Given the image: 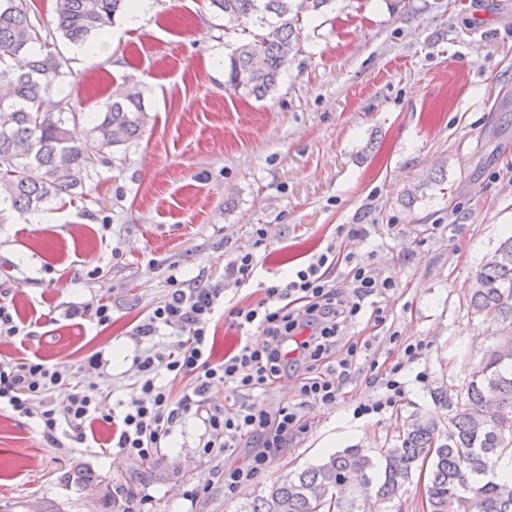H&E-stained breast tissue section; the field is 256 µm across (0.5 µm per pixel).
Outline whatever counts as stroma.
<instances>
[{
    "label": "stroma",
    "mask_w": 512,
    "mask_h": 512,
    "mask_svg": "<svg viewBox=\"0 0 512 512\" xmlns=\"http://www.w3.org/2000/svg\"><path fill=\"white\" fill-rule=\"evenodd\" d=\"M105 56L65 61L54 97L85 115L135 83L151 121L114 165L98 166L82 200L0 224V301L25 325L0 355L73 366L111 358L115 391L136 378L130 336L171 289L224 280L237 254L255 253L249 286L227 290L247 306L329 244L373 256L396 288L376 298L383 324L359 319L352 340L373 339L337 404L311 405L303 440L232 495L224 460L200 457L205 427L178 426L157 460L97 449L52 448L27 417L0 411V512H113L99 480L148 494L150 512H241L282 475L355 446L395 444L437 386L460 384L500 325L474 314V272L512 235V0H333L304 20L277 88L256 99L225 86L224 61L241 36L208 0H153L136 27L116 17ZM264 225L266 245L255 228ZM366 225L350 238L343 225ZM98 279H89L92 269ZM111 303L110 324L64 312L90 297ZM429 347L402 373L404 391L378 415L370 362L399 358L390 333Z\"/></svg>",
    "instance_id": "35a3bbf8"
}]
</instances>
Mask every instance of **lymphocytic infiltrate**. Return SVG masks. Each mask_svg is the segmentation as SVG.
<instances>
[{
  "instance_id": "obj_1",
  "label": "lymphocytic infiltrate",
  "mask_w": 512,
  "mask_h": 512,
  "mask_svg": "<svg viewBox=\"0 0 512 512\" xmlns=\"http://www.w3.org/2000/svg\"><path fill=\"white\" fill-rule=\"evenodd\" d=\"M342 260L349 271L345 287L339 288L329 273ZM255 268L253 254L241 253L226 265L223 283L172 289L132 334L138 378L111 410L101 407V386L82 382L71 365L9 357H0V409L34 420L45 440L59 449L97 440L96 425L108 424V438L97 440L102 454L138 462L156 460L177 426L206 412L200 456L216 458L241 446L249 450L247 462L224 468V491L235 493L269 466L275 450L307 433L305 407L340 399L363 346L339 343L338 335L357 322L367 298L396 286L373 258L343 257L328 246L288 281L266 285L256 304L230 309L235 327L261 329L265 342L256 347L239 341L216 359L210 324L224 302V288L248 285ZM164 330L171 339L162 343L158 336ZM389 341L402 358L381 373L382 394L359 403L358 413L379 414L394 405L403 392L402 370L427 348L424 340L403 341L395 333ZM290 373L298 379L296 401L266 411L261 393ZM162 375L169 382L184 381L179 398H172L169 382L159 383ZM217 385L236 394L237 402L225 408L211 404L209 394Z\"/></svg>"
}]
</instances>
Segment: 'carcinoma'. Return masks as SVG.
I'll return each instance as SVG.
<instances>
[{"instance_id":"1","label":"carcinoma","mask_w":512,"mask_h":512,"mask_svg":"<svg viewBox=\"0 0 512 512\" xmlns=\"http://www.w3.org/2000/svg\"><path fill=\"white\" fill-rule=\"evenodd\" d=\"M232 28L248 35L230 54L227 84L260 99L276 88L303 19L332 0H209ZM129 0H55V30L40 39L25 0H0V224L10 210L39 212L66 194L85 196L97 166L112 164L150 121L142 94L112 91L86 140L67 124L80 118L52 100L62 62L49 49L60 33L80 45L112 25ZM469 302L479 314L512 324V237L472 276ZM440 411L416 416L398 444L374 457L347 448L287 475L245 512H378L413 473L429 464L427 512H512V480L494 470L512 448V347L489 349L461 387L431 392Z\"/></svg>"}]
</instances>
